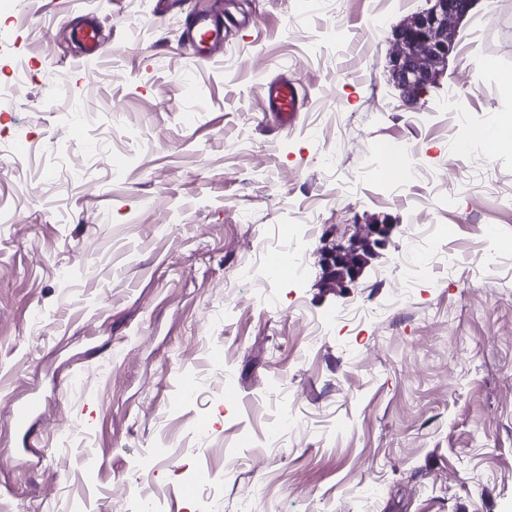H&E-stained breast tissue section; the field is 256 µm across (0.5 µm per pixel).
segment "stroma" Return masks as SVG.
I'll use <instances>...</instances> for the list:
<instances>
[{
  "label": "stroma",
  "mask_w": 512,
  "mask_h": 512,
  "mask_svg": "<svg viewBox=\"0 0 512 512\" xmlns=\"http://www.w3.org/2000/svg\"><path fill=\"white\" fill-rule=\"evenodd\" d=\"M13 3L0 85L25 67L27 94L0 99V141L23 146L0 152V502L138 512L140 487L158 512H512V152L461 158L470 189L449 204L430 178L454 135L512 114V0H476L410 105L392 32L427 0ZM215 3L224 43L202 64L185 19ZM86 18L94 61L71 37ZM278 78L302 97L287 128L263 109ZM385 144L423 169L394 191ZM306 224L304 276L261 303L239 270ZM367 224L391 234L336 285L327 254ZM409 259L421 272L385 307ZM284 387L303 426L270 448Z\"/></svg>",
  "instance_id": "35a3bbf8"
}]
</instances>
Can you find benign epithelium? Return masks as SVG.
<instances>
[{"mask_svg": "<svg viewBox=\"0 0 512 512\" xmlns=\"http://www.w3.org/2000/svg\"><path fill=\"white\" fill-rule=\"evenodd\" d=\"M475 0H433V5L411 15L393 30L394 53L391 75L404 97L414 100L438 75L453 48L457 26L469 13ZM383 224L365 226L359 245L339 247L328 257L336 283L355 277L373 244L386 237Z\"/></svg>", "mask_w": 512, "mask_h": 512, "instance_id": "obj_1", "label": "benign epithelium"}]
</instances>
